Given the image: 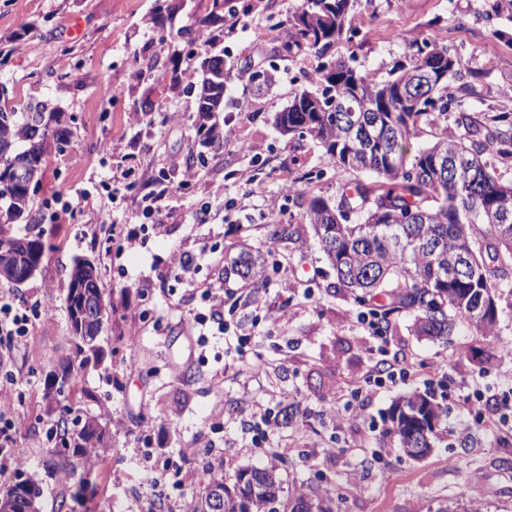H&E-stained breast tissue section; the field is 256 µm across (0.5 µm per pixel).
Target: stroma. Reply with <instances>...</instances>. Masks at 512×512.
Listing matches in <instances>:
<instances>
[{
	"mask_svg": "<svg viewBox=\"0 0 512 512\" xmlns=\"http://www.w3.org/2000/svg\"><path fill=\"white\" fill-rule=\"evenodd\" d=\"M299 0H0V106L37 102L59 116L67 145L50 146L33 194L37 222L10 232L40 235L44 264L13 291L30 318L12 367L0 368V393L17 414L13 442L30 460L0 488L29 480L46 505L64 512H176L198 498L207 469L226 482L252 465L274 466L289 493L343 495L342 512H436L470 485L482 512H512V435L493 437L481 416L498 413L512 390V307H504L496 346L470 351L462 336L416 335L413 317L395 314L384 336L362 325L364 307L335 286L306 214L320 197L336 202L354 173L309 134L281 135L275 113L313 87L320 61L282 49ZM352 64L385 77L395 62L427 44L464 60L450 95L481 123L512 113V12L498 0H351ZM79 23L72 35L71 23ZM224 59V107L214 122L233 135L201 145L195 136L194 83L201 62ZM198 170L187 180V169ZM224 186L214 198L213 184ZM158 197L153 228L142 197ZM209 223H197L202 205ZM290 227L268 241V227ZM137 230L136 240L120 237ZM265 252L258 289L225 278L241 246ZM186 253L194 269L176 278L162 258ZM94 260L112 313L99 358L73 365L65 395L47 394L50 361L74 349L65 294L75 260ZM239 295L225 312V335L201 340L187 325L203 313L207 289ZM52 314L42 317L44 305ZM284 309L271 326L266 310ZM263 335L253 367H240L238 339ZM407 377L373 380L380 354ZM434 391L448 409L433 452L413 460L389 434L391 404ZM482 397L474 407L464 398ZM361 405L362 418L336 426L330 407ZM270 408L279 427L253 445L251 411ZM106 421L109 449L95 473L90 506L71 484L48 476L60 448L61 418ZM468 421V432L458 428Z\"/></svg>",
	"mask_w": 512,
	"mask_h": 512,
	"instance_id": "35a3bbf8",
	"label": "stroma"
}]
</instances>
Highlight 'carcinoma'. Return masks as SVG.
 Segmentation results:
<instances>
[{
	"instance_id": "obj_1",
	"label": "carcinoma",
	"mask_w": 512,
	"mask_h": 512,
	"mask_svg": "<svg viewBox=\"0 0 512 512\" xmlns=\"http://www.w3.org/2000/svg\"><path fill=\"white\" fill-rule=\"evenodd\" d=\"M349 0H300L290 21L282 49L308 48L324 57L350 32ZM202 67L196 107V132L208 142L219 111L212 95L216 72L224 59L208 58ZM448 69V78L422 86V74ZM463 67L461 59L448 60V49L432 45L418 49L406 64L395 66L384 80L349 65L328 62L318 71L316 86L295 93L275 123L283 133H308L347 170L368 172L376 180L369 187L359 180L341 187L335 205L322 198L311 200L306 215L315 238L339 287L370 301L379 321L405 311L414 315L420 336H449L465 325L477 340L491 343L498 333L500 303L512 296V181L492 170L484 158L488 151L512 155V116L495 117L498 126L487 127L464 112L448 96V80ZM363 118L368 131L350 135V113ZM434 130L427 147L408 156L407 145L420 127ZM60 143L66 135L50 126L43 105L24 112L0 111V141L9 140L34 158L29 182L38 186L44 176L46 145ZM436 158H452L461 174L449 177L436 169ZM11 156L0 154V264L11 267L26 262L22 242L38 245V262L44 246L39 236L15 237L3 226L30 213V188L6 179ZM231 271L246 286L264 285V259L260 252L242 247ZM72 359L62 356L55 366L58 389L71 381ZM446 411L432 392H414L389 409V433L412 459H422V449L433 447L436 428ZM90 421L64 426L59 436L73 448L74 459L51 452L52 473L77 485V497L93 498L96 488H86L82 474L91 473V454L106 449L107 440L88 430ZM224 489L223 512H338L336 498L296 494L284 510L280 504L282 480L274 468L251 467L238 472L233 488L224 478L208 480L204 494L195 500L194 512H211L210 497ZM0 512H45L39 491L27 481L0 490Z\"/></svg>"
}]
</instances>
